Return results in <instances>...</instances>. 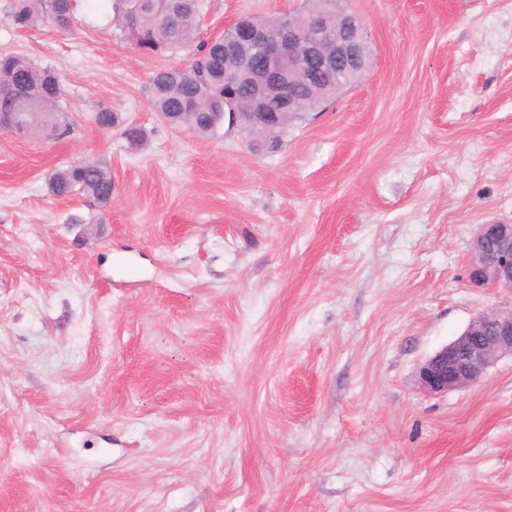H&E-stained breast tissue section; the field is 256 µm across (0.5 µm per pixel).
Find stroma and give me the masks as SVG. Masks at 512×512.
Returning <instances> with one entry per match:
<instances>
[{
	"label": "stroma",
	"mask_w": 512,
	"mask_h": 512,
	"mask_svg": "<svg viewBox=\"0 0 512 512\" xmlns=\"http://www.w3.org/2000/svg\"><path fill=\"white\" fill-rule=\"evenodd\" d=\"M11 5L0 51L55 69L72 131L0 130V512H512V358L416 381L512 302L467 278L512 223V0H348L373 69L274 150L165 123L151 77L192 53L140 55L112 0ZM303 7L205 0L199 38ZM85 162L110 203L49 191ZM12 12L14 23L21 28L39 22H51L67 28L74 15L75 0H15Z\"/></svg>",
	"instance_id": "35a3bbf8"
}]
</instances>
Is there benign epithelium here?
<instances>
[{
  "instance_id": "7a95c632",
  "label": "benign epithelium",
  "mask_w": 512,
  "mask_h": 512,
  "mask_svg": "<svg viewBox=\"0 0 512 512\" xmlns=\"http://www.w3.org/2000/svg\"><path fill=\"white\" fill-rule=\"evenodd\" d=\"M224 41V119L254 141L287 117L300 116L298 85L304 74L340 91L372 68L365 25L340 7L290 16L275 28L252 18L230 25ZM248 88L245 102L231 89ZM467 276L479 287L512 290V224L481 226L471 243ZM512 356V304L477 314L452 342L417 368L419 387L431 394L478 384L499 359Z\"/></svg>"
}]
</instances>
